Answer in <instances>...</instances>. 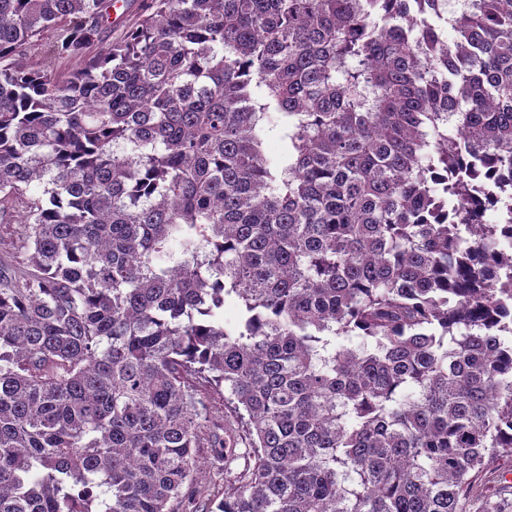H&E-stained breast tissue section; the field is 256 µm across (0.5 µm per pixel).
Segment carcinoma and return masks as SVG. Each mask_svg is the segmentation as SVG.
<instances>
[{
    "label": "carcinoma",
    "mask_w": 512,
    "mask_h": 512,
    "mask_svg": "<svg viewBox=\"0 0 512 512\" xmlns=\"http://www.w3.org/2000/svg\"><path fill=\"white\" fill-rule=\"evenodd\" d=\"M443 2L150 0L93 54L112 0H0V512H178L236 447L202 382L253 458L215 512H468L512 457V0ZM60 34L59 30H50L45 34V39L41 45L32 47L24 59L28 64H36L44 69L52 70L56 73H66L70 66L66 63L65 59L54 57L47 52L48 45L53 44ZM265 118V155L271 162L277 161L288 149V139L282 115L276 109H269Z\"/></svg>",
    "instance_id": "1"
}]
</instances>
